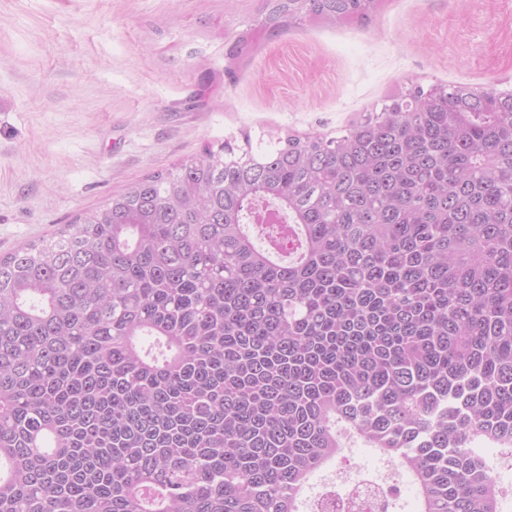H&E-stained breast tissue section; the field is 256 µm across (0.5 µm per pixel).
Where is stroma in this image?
<instances>
[{
  "mask_svg": "<svg viewBox=\"0 0 512 512\" xmlns=\"http://www.w3.org/2000/svg\"><path fill=\"white\" fill-rule=\"evenodd\" d=\"M264 0H0V255L50 234L201 143L340 136L419 85L512 92V0H381L228 48ZM358 466L361 442L301 493Z\"/></svg>",
  "mask_w": 512,
  "mask_h": 512,
  "instance_id": "35a3bbf8",
  "label": "stroma"
}]
</instances>
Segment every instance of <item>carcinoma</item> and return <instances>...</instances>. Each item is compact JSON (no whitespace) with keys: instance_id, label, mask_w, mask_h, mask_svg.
I'll list each match as a JSON object with an SVG mask.
<instances>
[{"instance_id":"1","label":"carcinoma","mask_w":512,"mask_h":512,"mask_svg":"<svg viewBox=\"0 0 512 512\" xmlns=\"http://www.w3.org/2000/svg\"><path fill=\"white\" fill-rule=\"evenodd\" d=\"M379 5L266 0L230 57ZM347 437L424 512H501L512 96L206 142L0 257V512H297ZM390 478L397 481L399 497L393 512H418L416 488L410 476L400 468L394 467L389 472Z\"/></svg>"}]
</instances>
